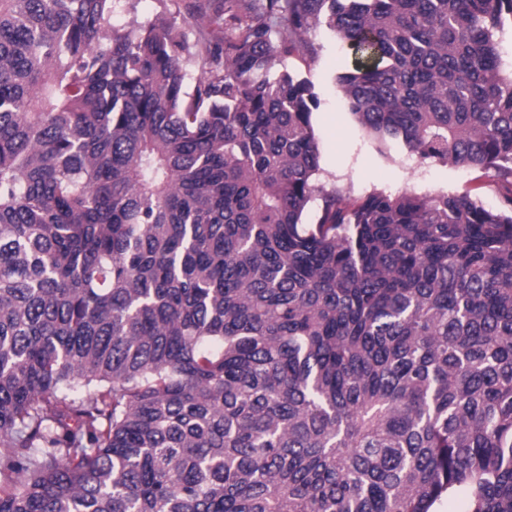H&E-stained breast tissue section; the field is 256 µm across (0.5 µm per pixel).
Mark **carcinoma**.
I'll return each instance as SVG.
<instances>
[{"label":"carcinoma","instance_id":"obj_1","mask_svg":"<svg viewBox=\"0 0 512 512\" xmlns=\"http://www.w3.org/2000/svg\"><path fill=\"white\" fill-rule=\"evenodd\" d=\"M113 2L0 0V512H512V188L323 191L279 70L512 177V0ZM131 3L126 0L115 2L114 11L108 19L109 24L121 25L134 19L139 24L144 25L163 9L159 0H136V2H133L135 3V10H131Z\"/></svg>","mask_w":512,"mask_h":512}]
</instances>
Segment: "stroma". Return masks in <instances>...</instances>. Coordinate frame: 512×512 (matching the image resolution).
Wrapping results in <instances>:
<instances>
[{
  "label": "stroma",
  "mask_w": 512,
  "mask_h": 512,
  "mask_svg": "<svg viewBox=\"0 0 512 512\" xmlns=\"http://www.w3.org/2000/svg\"><path fill=\"white\" fill-rule=\"evenodd\" d=\"M179 13L181 0H117L108 22L144 24L160 9ZM314 59L293 56L285 61L292 74L307 79L316 98L311 124L320 154L315 183L323 190H346L360 197L374 191L395 193L410 190L425 195H468L484 206L497 207L506 183L490 172L451 163L419 162L398 144H383L366 134L345 106L339 77L348 70V54L326 26L310 33Z\"/></svg>",
  "instance_id": "stroma-1"
}]
</instances>
